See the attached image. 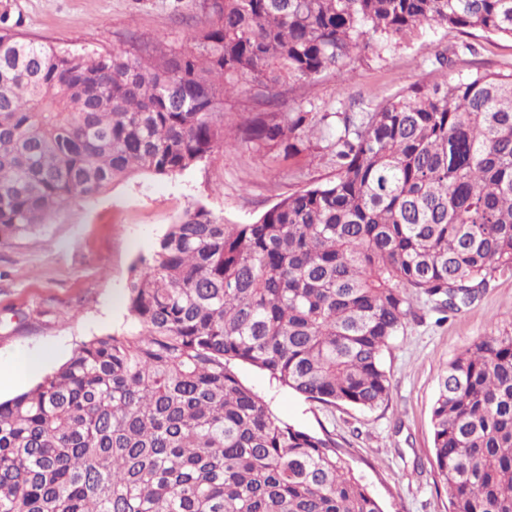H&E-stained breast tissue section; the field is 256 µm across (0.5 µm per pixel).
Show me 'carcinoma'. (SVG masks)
Returning a JSON list of instances; mask_svg holds the SVG:
<instances>
[{
	"label": "carcinoma",
	"instance_id": "cac0c4a2",
	"mask_svg": "<svg viewBox=\"0 0 512 512\" xmlns=\"http://www.w3.org/2000/svg\"><path fill=\"white\" fill-rule=\"evenodd\" d=\"M204 50L154 63L0 32V245L136 173L224 138L221 92L268 90L255 148L313 137L278 87L342 73L431 26L512 39V0H205ZM429 76L336 136V174L256 222L199 207L126 287L132 328L95 336L0 402V512H384L343 445L278 417L235 365L308 402L389 401L384 355L414 315L512 273V70ZM224 80L219 87L213 76ZM449 512H512V336H483L432 406Z\"/></svg>",
	"mask_w": 512,
	"mask_h": 512
}]
</instances>
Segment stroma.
<instances>
[{"mask_svg": "<svg viewBox=\"0 0 512 512\" xmlns=\"http://www.w3.org/2000/svg\"><path fill=\"white\" fill-rule=\"evenodd\" d=\"M11 31L75 52L121 51L148 60L197 51L194 33L208 15L203 0H0ZM454 61L448 74L512 70V40L438 26L378 56L354 60L342 76L278 90L281 109L324 115L321 132L283 154L241 141L240 125L260 109L266 89L251 84L223 95L228 149L170 176L136 174L105 193L74 200L50 223L0 246V363L44 354L40 374L66 362L86 339L129 325L125 288L139 256L188 211L202 207L226 224H249L280 199L335 172L331 143L336 115H357L423 80L437 55ZM512 335V275L491 281L456 313L417 306L385 354L392 378L388 405L362 410L310 403L271 387L247 364L244 384L271 400L282 419L334 433L343 458L380 499L385 512H448L432 452L431 411L438 377L481 336Z\"/></svg>", "mask_w": 512, "mask_h": 512, "instance_id": "1", "label": "stroma"}]
</instances>
